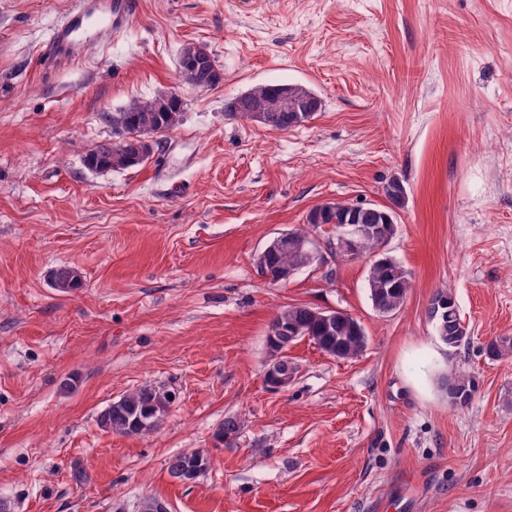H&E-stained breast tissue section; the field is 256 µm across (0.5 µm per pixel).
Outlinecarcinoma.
Instances as JSON below:
<instances>
[{
    "mask_svg": "<svg viewBox=\"0 0 512 512\" xmlns=\"http://www.w3.org/2000/svg\"><path fill=\"white\" fill-rule=\"evenodd\" d=\"M201 88H211L221 81L219 69L214 66L199 71L196 78ZM288 94V104L281 112H263L257 114L244 107L234 116L254 120L275 130H287L307 122L308 113L300 99L289 94V89L282 84H265L247 91L249 100H268ZM182 103L178 102L166 112H155L152 101L135 99L123 111L101 113L102 120L112 124L117 132L132 138L144 133L164 132L182 121ZM90 164L101 170L119 171L144 163V160H127L123 149H115L110 143H104L86 155ZM351 210L345 202H334L332 206L315 212L308 220L311 226L333 224L341 227L348 223ZM364 224L380 226V235L368 238L361 244V254L379 252L383 245L396 232V222H383L372 212L359 215ZM288 245L268 252L263 259L257 261L261 274L266 275L274 283L280 282L281 275L290 270H298L306 264L305 256L298 250L297 242L307 238L304 231L287 233ZM54 287L71 292L81 287V276L73 269L60 268L53 272ZM412 288L411 276L399 262L391 258H377L369 268V298L374 309L382 314L397 311L404 303ZM326 312L309 305H291L278 311L271 320L267 333V346L270 356L288 349L301 339H308L318 349L334 358L352 359L358 357L367 343V336L361 323L345 312H336L332 318H325ZM428 317L433 323L440 341L450 348L459 347L467 337V329L461 322L457 305L452 294L441 291L431 300ZM440 389L448 398L463 397L467 403L478 391L473 375L461 372L440 381ZM172 392L156 386L145 385L129 395L112 403L99 416V425L106 431L126 435H140L155 428L173 399ZM240 422L235 416L224 417V424L218 429V437L226 443L232 442L238 435ZM210 469L209 458L201 452L182 453L172 457L168 462V471L172 476L185 475L198 479Z\"/></svg>",
    "mask_w": 512,
    "mask_h": 512,
    "instance_id": "obj_1",
    "label": "carcinoma"
}]
</instances>
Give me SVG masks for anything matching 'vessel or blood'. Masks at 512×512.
Listing matches in <instances>:
<instances>
[{
	"label": "vessel or blood",
	"mask_w": 512,
	"mask_h": 512,
	"mask_svg": "<svg viewBox=\"0 0 512 512\" xmlns=\"http://www.w3.org/2000/svg\"><path fill=\"white\" fill-rule=\"evenodd\" d=\"M136 11V0H77L67 22L53 31L48 51L70 62H81L87 32H94L102 44H110L113 33L126 28Z\"/></svg>",
	"instance_id": "1"
}]
</instances>
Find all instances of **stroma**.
<instances>
[{
	"instance_id": "1",
	"label": "stroma",
	"mask_w": 512,
	"mask_h": 512,
	"mask_svg": "<svg viewBox=\"0 0 512 512\" xmlns=\"http://www.w3.org/2000/svg\"><path fill=\"white\" fill-rule=\"evenodd\" d=\"M75 0H0V501L9 512H512V0H138L127 30L79 64L40 51ZM223 73L180 85L183 44ZM322 101L278 131L226 105L261 84ZM180 89L181 124L145 163L85 167L102 120ZM407 200L384 251L413 287L369 299L371 257L329 259L287 283L256 259L324 202ZM77 271L62 292L51 274ZM449 291L468 337L442 344L427 309ZM306 304L360 321L352 360L288 348L270 391L266 335ZM478 391L452 407L441 378ZM144 385L177 398L142 435L99 413ZM241 429L215 432L225 416ZM199 450L211 468L174 480ZM210 469L209 458L201 452H190L175 455L168 462V471L171 476L185 475L197 480Z\"/></svg>"
}]
</instances>
